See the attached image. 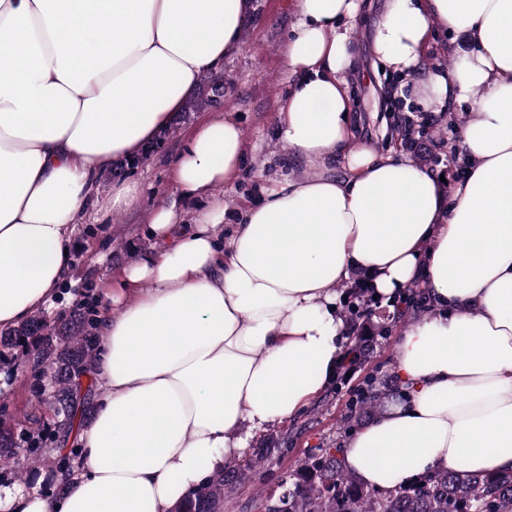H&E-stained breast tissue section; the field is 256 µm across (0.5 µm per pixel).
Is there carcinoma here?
<instances>
[{"instance_id": "1", "label": "carcinoma", "mask_w": 512, "mask_h": 512, "mask_svg": "<svg viewBox=\"0 0 512 512\" xmlns=\"http://www.w3.org/2000/svg\"><path fill=\"white\" fill-rule=\"evenodd\" d=\"M206 91L193 97L188 112L213 107L224 94V81L205 78ZM342 312L349 343L342 369L352 371L367 358L368 338L386 336L390 326L372 322L371 289L356 288ZM92 302L82 300L68 318L52 326L39 315L0 336V347L18 349L32 360L31 371L43 383L39 404L48 406L53 423L42 424L36 432L0 429V484L31 474L40 466L66 477L79 449L64 450L49 428L68 438L75 426H83L99 396L94 368L99 342L94 332ZM390 390L372 379L350 400L344 415L347 422L359 416H373L383 406ZM285 435L273 430L243 462L231 461L224 473L214 475L172 512H217L239 487L267 461L280 452ZM343 448H310L305 459L279 485L265 494L261 512H512V473L486 474L461 470L436 472L406 485L374 489L345 469Z\"/></svg>"}]
</instances>
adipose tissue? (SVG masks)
I'll list each match as a JSON object with an SVG mask.
<instances>
[{
  "label": "adipose tissue",
  "instance_id": "ef3b65f1",
  "mask_svg": "<svg viewBox=\"0 0 512 512\" xmlns=\"http://www.w3.org/2000/svg\"><path fill=\"white\" fill-rule=\"evenodd\" d=\"M363 7L292 2L296 81L276 136L301 173L228 224L219 189L243 169L241 126L209 118L171 160L173 197L148 224L156 247L97 316L104 395L80 459L55 496L0 490L10 512H172L337 376L336 289L356 269L390 305L422 282L426 308L397 340L404 397L348 441L346 468L379 489L437 471L512 473V0H387L372 39L401 93L434 110L470 103L450 187L354 133L344 73ZM252 9L0 0V330L70 283L84 216L135 204L138 183L103 199L99 174L171 126L238 49ZM439 27L474 50L416 80Z\"/></svg>",
  "mask_w": 512,
  "mask_h": 512
}]
</instances>
